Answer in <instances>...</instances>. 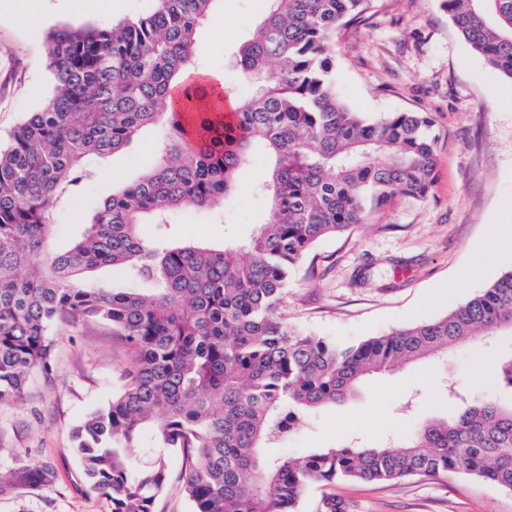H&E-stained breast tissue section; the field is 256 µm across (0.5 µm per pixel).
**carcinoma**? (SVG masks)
<instances>
[{
    "label": "carcinoma",
    "instance_id": "carcinoma-1",
    "mask_svg": "<svg viewBox=\"0 0 512 512\" xmlns=\"http://www.w3.org/2000/svg\"><path fill=\"white\" fill-rule=\"evenodd\" d=\"M220 0H155L112 26L61 28L47 39L55 85L0 148V403L51 368L64 320L101 322L129 349L122 388L91 409L75 452L111 512H154L166 457L189 462L192 512H299L314 483H386L462 471L512 490V404L448 385L449 415L423 418L398 448L270 449L305 414L351 398L365 378L512 333V270L447 315L340 346L278 314L316 242L365 222L397 196L421 201L435 170L425 112L370 121L330 81L336 31L374 0H268L232 59L253 84L233 104L195 60ZM457 33L512 78V0H441ZM148 127L162 130L157 167L113 192L69 248L51 246L60 205ZM264 150L253 189L268 217L245 243H174V209L218 213L237 173ZM126 269L140 288H100L87 274Z\"/></svg>",
    "mask_w": 512,
    "mask_h": 512
}]
</instances>
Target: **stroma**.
I'll return each mask as SVG.
<instances>
[{
	"mask_svg": "<svg viewBox=\"0 0 512 512\" xmlns=\"http://www.w3.org/2000/svg\"><path fill=\"white\" fill-rule=\"evenodd\" d=\"M12 2L14 19L0 22V146L51 95L45 43L52 29L108 26L155 6L120 0V11L112 12L90 10L91 0ZM266 10L267 0H220L197 41L198 63L240 99L251 88L229 60ZM333 43L332 84L340 98L374 120L428 113L437 136L436 180L426 200L394 199L367 223L319 240L293 272L281 319L349 346L444 316L512 269V249L484 250L492 225L512 208V99L503 95L512 79L457 34L440 0H376L370 18L337 30ZM153 149L148 131L126 152L97 159L104 176L59 214L53 248L65 249L81 234L113 181L131 183L149 171ZM267 164L258 153L239 173L221 219L174 211L179 239L221 245L250 237L269 212L268 200L252 190ZM54 339L51 372L34 374L21 399L0 403V472L19 479L0 492V512H109V501L83 476L74 431L119 390L127 348L104 323H65ZM509 355L512 334L505 332L371 377L354 398L311 412L276 451L296 457L354 441L398 447L418 419L447 414L450 378L465 394L510 402L512 389L495 371L496 360ZM187 467L180 452L169 453V482L154 512H191L182 492ZM34 470L50 471V480H27ZM332 493L347 499L351 512H512V491L462 472L315 484L300 512H321Z\"/></svg>",
	"mask_w": 512,
	"mask_h": 512,
	"instance_id": "stroma-1",
	"label": "stroma"
}]
</instances>
